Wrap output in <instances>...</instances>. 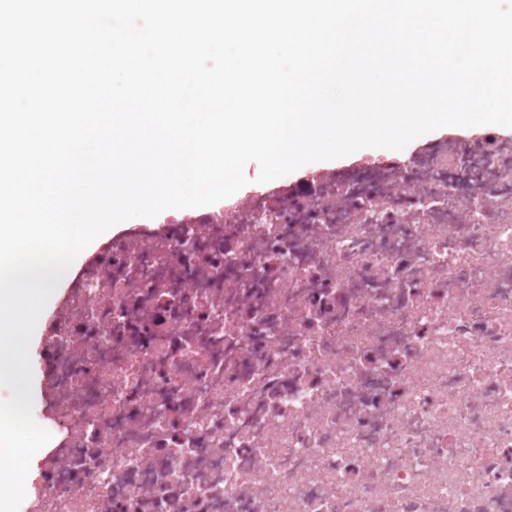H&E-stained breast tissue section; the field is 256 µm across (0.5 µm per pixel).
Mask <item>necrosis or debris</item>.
Listing matches in <instances>:
<instances>
[{"label": "necrosis or debris", "instance_id": "necrosis-or-debris-1", "mask_svg": "<svg viewBox=\"0 0 512 512\" xmlns=\"http://www.w3.org/2000/svg\"><path fill=\"white\" fill-rule=\"evenodd\" d=\"M41 329L30 512H512V138L128 225Z\"/></svg>", "mask_w": 512, "mask_h": 512}]
</instances>
